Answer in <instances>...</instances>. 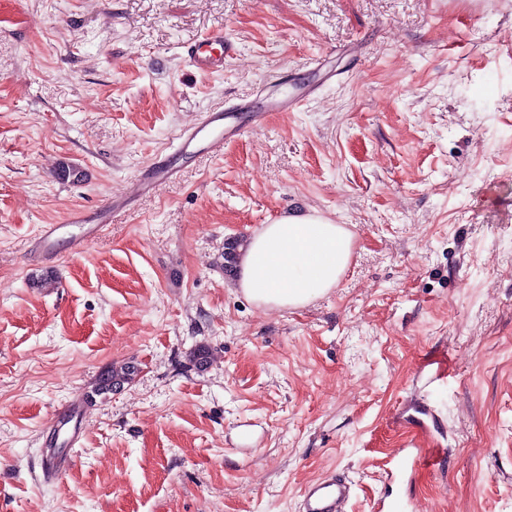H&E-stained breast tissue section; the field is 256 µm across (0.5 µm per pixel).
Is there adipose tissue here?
Instances as JSON below:
<instances>
[{
	"label": "adipose tissue",
	"instance_id": "adipose-tissue-1",
	"mask_svg": "<svg viewBox=\"0 0 512 512\" xmlns=\"http://www.w3.org/2000/svg\"><path fill=\"white\" fill-rule=\"evenodd\" d=\"M352 236L314 214H289L264 225L242 250L237 284L266 308H298L327 294L346 270Z\"/></svg>",
	"mask_w": 512,
	"mask_h": 512
}]
</instances>
